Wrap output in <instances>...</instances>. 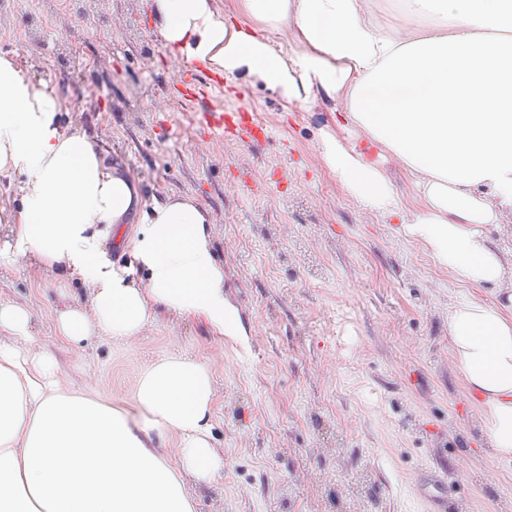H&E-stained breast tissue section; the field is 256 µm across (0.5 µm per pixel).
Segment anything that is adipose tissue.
I'll return each instance as SVG.
<instances>
[{"label":"adipose tissue","mask_w":512,"mask_h":512,"mask_svg":"<svg viewBox=\"0 0 512 512\" xmlns=\"http://www.w3.org/2000/svg\"><path fill=\"white\" fill-rule=\"evenodd\" d=\"M151 7L165 43L211 70L333 101L347 136L324 134L321 156L347 192L400 219L457 283L500 289L450 304L448 339L489 459L512 463V252L483 232L512 214V0H402L386 21L372 0H240L238 24L214 0ZM282 29L296 44L285 55L267 38ZM61 111L0 56V175L20 199L0 249L88 290L56 309L57 344L97 332L129 342L162 317L198 320L219 340L240 331L209 211L188 196L144 199L120 162L62 129ZM388 157L414 175L417 210L391 188ZM112 241L128 265L112 263ZM215 401L209 369L182 354L151 365L131 399H102L62 375L27 306L0 300V512H193L192 487L224 470Z\"/></svg>","instance_id":"1"}]
</instances>
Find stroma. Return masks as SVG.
<instances>
[{
    "instance_id": "35a3bbf8",
    "label": "stroma",
    "mask_w": 512,
    "mask_h": 512,
    "mask_svg": "<svg viewBox=\"0 0 512 512\" xmlns=\"http://www.w3.org/2000/svg\"><path fill=\"white\" fill-rule=\"evenodd\" d=\"M4 31L16 37L0 55L19 54L60 97L65 130L121 159L145 199L184 194L211 214L242 335L219 343L196 320L162 319L129 344L57 352L66 377L106 399L131 397L174 354L210 369L227 473L196 487L194 512H426L411 489L426 467L454 486L448 512H512V466L487 458L448 348V305L471 289L340 186L319 149L336 130L331 100L291 103L239 74L207 105L256 114L269 135L242 144L199 128L146 0L60 12L0 0ZM64 292L87 290L0 255V298L29 306L44 343Z\"/></svg>"
}]
</instances>
